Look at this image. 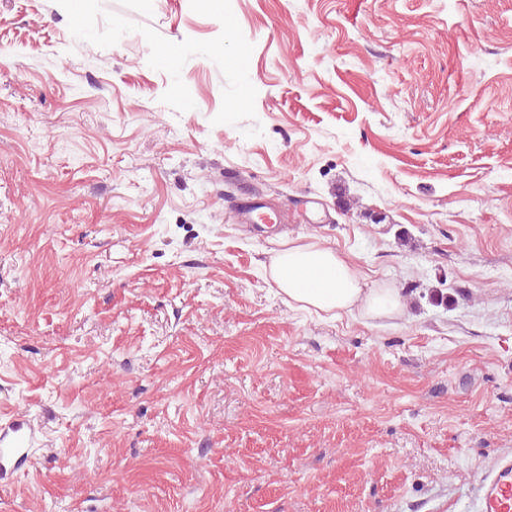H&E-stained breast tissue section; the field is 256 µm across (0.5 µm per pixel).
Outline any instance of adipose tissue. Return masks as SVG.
<instances>
[{
	"label": "adipose tissue",
	"instance_id": "ef3b65f1",
	"mask_svg": "<svg viewBox=\"0 0 512 512\" xmlns=\"http://www.w3.org/2000/svg\"><path fill=\"white\" fill-rule=\"evenodd\" d=\"M272 278L289 303L306 310L339 313L359 304L366 313L381 315L397 306L391 293L362 288L345 259L317 245H291L279 251Z\"/></svg>",
	"mask_w": 512,
	"mask_h": 512
}]
</instances>
